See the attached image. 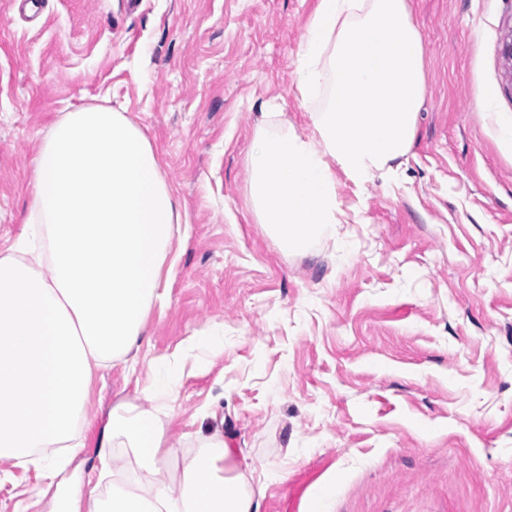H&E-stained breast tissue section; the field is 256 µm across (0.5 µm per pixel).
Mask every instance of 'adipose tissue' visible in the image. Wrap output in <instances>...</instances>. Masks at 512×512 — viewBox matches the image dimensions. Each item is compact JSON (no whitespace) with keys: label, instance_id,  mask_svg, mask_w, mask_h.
Wrapping results in <instances>:
<instances>
[{"label":"adipose tissue","instance_id":"obj_1","mask_svg":"<svg viewBox=\"0 0 512 512\" xmlns=\"http://www.w3.org/2000/svg\"><path fill=\"white\" fill-rule=\"evenodd\" d=\"M297 84L319 139L260 113L248 185L256 223L293 253L338 224L335 170L361 186L395 175L411 151L425 78L406 0H317ZM34 165L30 231L0 252V459L51 480L36 451L83 449L92 373L138 355L181 209L150 141L111 108L64 113ZM174 394L162 379L148 404L109 410L98 458L111 468L124 449L138 489L113 488L88 512H259L262 494L223 436L180 462L160 416Z\"/></svg>","mask_w":512,"mask_h":512}]
</instances>
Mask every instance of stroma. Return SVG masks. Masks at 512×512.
<instances>
[{"mask_svg":"<svg viewBox=\"0 0 512 512\" xmlns=\"http://www.w3.org/2000/svg\"><path fill=\"white\" fill-rule=\"evenodd\" d=\"M0 0V251L33 159L78 106L125 112L186 214L136 362L97 371L86 447L56 481L0 459V512L107 497L94 444L118 400L176 392L184 457L221 432L267 476L260 512H512V0H407L425 96L395 179L336 176L335 231L303 254L256 224L255 121L317 140L297 88L316 0Z\"/></svg>","mask_w":512,"mask_h":512,"instance_id":"1","label":"stroma"}]
</instances>
